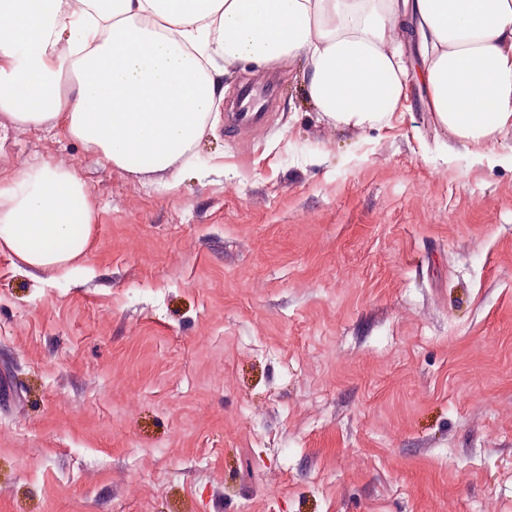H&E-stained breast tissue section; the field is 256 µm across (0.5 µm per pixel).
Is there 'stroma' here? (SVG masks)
Returning a JSON list of instances; mask_svg holds the SVG:
<instances>
[{
  "mask_svg": "<svg viewBox=\"0 0 512 512\" xmlns=\"http://www.w3.org/2000/svg\"><path fill=\"white\" fill-rule=\"evenodd\" d=\"M303 68L221 66L171 191L57 128L0 145L97 203L68 278L0 254V512H512V135L476 159L417 78L335 128Z\"/></svg>",
  "mask_w": 512,
  "mask_h": 512,
  "instance_id": "stroma-1",
  "label": "stroma"
}]
</instances>
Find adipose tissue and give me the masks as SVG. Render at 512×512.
Instances as JSON below:
<instances>
[{
  "label": "adipose tissue",
  "mask_w": 512,
  "mask_h": 512,
  "mask_svg": "<svg viewBox=\"0 0 512 512\" xmlns=\"http://www.w3.org/2000/svg\"><path fill=\"white\" fill-rule=\"evenodd\" d=\"M407 23L437 122L477 149L511 135L512 0H0V142L61 125L113 168L148 160L171 190L224 97L216 61L304 58L326 123L375 129L406 108ZM96 218L75 165L0 183V253L49 277L78 267Z\"/></svg>",
  "instance_id": "adipose-tissue-1"
}]
</instances>
